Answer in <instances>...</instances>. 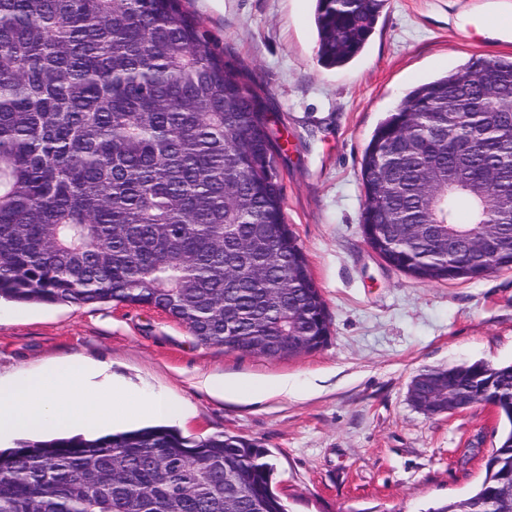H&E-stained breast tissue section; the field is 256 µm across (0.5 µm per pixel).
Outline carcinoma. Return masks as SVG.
Returning <instances> with one entry per match:
<instances>
[{"label": "carcinoma", "mask_w": 512, "mask_h": 512, "mask_svg": "<svg viewBox=\"0 0 512 512\" xmlns=\"http://www.w3.org/2000/svg\"><path fill=\"white\" fill-rule=\"evenodd\" d=\"M383 6L316 0L318 62L357 56ZM279 149L185 0H0V298L148 307L228 352L318 350L330 323L285 224ZM361 176L362 233L391 266L437 283L512 269V60L411 90ZM477 229L505 243L498 259L448 256V234ZM409 398L426 415L490 405L509 425L479 486L432 512H512V365L425 368ZM273 474L238 435L58 432L0 450V512H286Z\"/></svg>", "instance_id": "obj_1"}]
</instances>
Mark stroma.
<instances>
[{
  "label": "stroma",
  "mask_w": 512,
  "mask_h": 512,
  "mask_svg": "<svg viewBox=\"0 0 512 512\" xmlns=\"http://www.w3.org/2000/svg\"><path fill=\"white\" fill-rule=\"evenodd\" d=\"M316 0H189L210 44L258 86L282 151L287 224L325 300L318 351L272 360L204 346L155 311L111 303L0 302V378L61 362L101 367L139 393L179 401L191 438L267 448L288 512H432L483 480L502 425L492 407L428 416L408 399L424 368L512 363V269L427 283L390 267L361 233V159L416 85L474 57L512 56V0H386L348 64L316 59ZM211 376L239 384L224 395ZM288 378L292 392L274 388Z\"/></svg>",
  "instance_id": "stroma-1"
}]
</instances>
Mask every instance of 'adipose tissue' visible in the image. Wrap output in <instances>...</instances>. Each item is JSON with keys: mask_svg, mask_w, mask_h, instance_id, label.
<instances>
[{"mask_svg": "<svg viewBox=\"0 0 512 512\" xmlns=\"http://www.w3.org/2000/svg\"><path fill=\"white\" fill-rule=\"evenodd\" d=\"M92 376L89 367L65 365L0 380V436L56 431L86 436L141 413L159 419L180 414L165 397L135 394L116 382L97 384Z\"/></svg>", "mask_w": 512, "mask_h": 512, "instance_id": "obj_1", "label": "adipose tissue"}]
</instances>
